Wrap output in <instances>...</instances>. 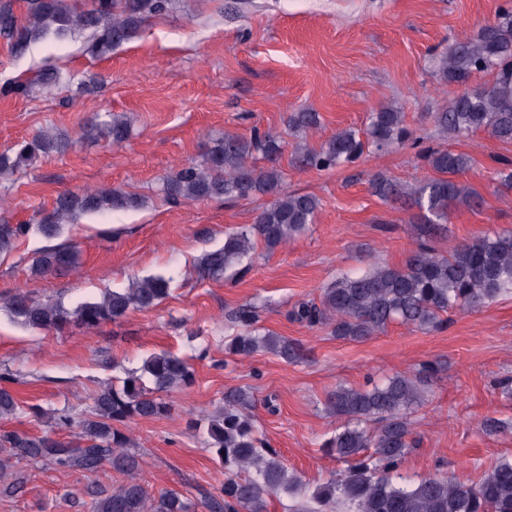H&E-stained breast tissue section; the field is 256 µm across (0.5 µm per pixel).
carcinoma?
Returning <instances> with one entry per match:
<instances>
[{
    "mask_svg": "<svg viewBox=\"0 0 512 512\" xmlns=\"http://www.w3.org/2000/svg\"><path fill=\"white\" fill-rule=\"evenodd\" d=\"M174 0H94L89 9L77 0H26L21 19L13 0L0 3V36L7 39L17 59L27 56L38 40L52 35L65 39L89 33V49L105 57L129 42L151 18L171 8ZM435 75L455 84L460 91L448 104L431 113L441 133L448 138L465 137L478 130L502 142L512 141V6L499 7L495 21L472 37L455 39L448 50L432 60ZM490 73L489 86L475 84V75ZM71 79L45 60L24 78L6 79L3 95L28 96L38 86ZM292 128L319 125L315 112H294ZM85 134L119 147L129 137L130 123L111 112L96 117ZM419 144L405 123V113L384 105L369 116L366 138L353 130L336 133L316 150L297 156L304 168L333 170L352 164L370 151L382 152L394 144ZM66 134L46 130L11 151L0 153V176L72 146ZM281 141L253 128L250 136L226 132L196 162L176 163L163 179L161 192L171 201L198 202L231 197H266L254 223L224 237V246L205 253L199 261L204 279L221 280L226 272L251 256L257 243L274 250L305 234L315 223L320 200L309 194L289 192L279 159ZM433 170L440 173L425 183L410 187L384 173L371 179L381 199L398 202L406 210L417 209L410 222L423 224L422 235L438 236L451 211L482 206L481 192L456 180L472 165L464 152L428 147L420 151ZM139 204L136 195L119 188H89L79 193L63 192L52 206L38 211L34 224H0V254L13 251L30 234L45 239L58 237L79 214L119 212ZM80 269V252L74 245L49 246L39 251L31 266L35 276L48 277ZM512 292V230L485 233L440 253L426 244L411 251L400 265L377 263L359 276H341L322 288L319 302H301L291 318L310 327L331 326L337 337L361 342L384 332L398 321L418 329L437 328L442 314L453 308L474 310ZM170 293V280L163 276L134 279L122 290L105 291L100 298L69 310L59 301L39 299L19 288L7 308L19 323L34 329L64 332L70 328L93 329L117 322L135 311L150 310ZM254 307L237 311V332L227 344L234 355L271 353L285 361L301 357L300 346L272 332L255 328ZM436 368L423 366L413 375L397 374L364 387L339 385L326 396L327 409L344 419L325 447L349 462L344 476L318 485L300 506L301 512H335L340 506L352 512H512V460L497 461L476 482L423 478L408 484L400 469L410 449L418 446L412 436L410 414L423 402ZM194 373L187 360L167 351L154 353L139 371L114 378L92 396L87 414L78 419L69 408L53 416L52 431L27 436L0 430V495L17 491L22 483L12 471V460H26L43 467L93 472L103 465L127 476L113 490L95 492L90 512H267V499L284 493L294 495L301 486L288 474L276 452L255 434L251 416L243 412L249 396L236 391L224 396V407L204 414L194 422L204 431L205 447L224 467L220 495L192 500L176 490L156 495L139 480L140 454L129 448L122 427L137 419L161 418L172 406L164 395L191 387ZM28 412L36 417L43 410L24 405L7 386H0V418ZM80 428L77 438L62 440L55 430ZM371 448L373 452L361 456Z\"/></svg>",
    "mask_w": 512,
    "mask_h": 512,
    "instance_id": "carcinoma-1",
    "label": "carcinoma"
}]
</instances>
